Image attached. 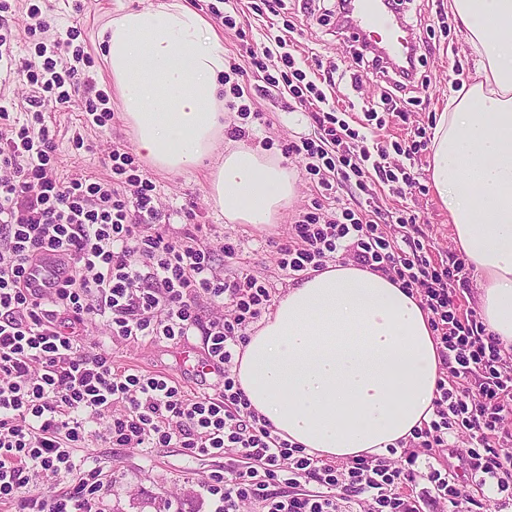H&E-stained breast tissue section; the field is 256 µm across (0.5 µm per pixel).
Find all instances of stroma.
<instances>
[{
    "mask_svg": "<svg viewBox=\"0 0 512 512\" xmlns=\"http://www.w3.org/2000/svg\"><path fill=\"white\" fill-rule=\"evenodd\" d=\"M154 0H80L79 5L56 4L59 31H71L73 46L83 47L92 58L85 68L86 83L72 96L69 107L60 108L54 102H45L43 113L56 145L58 174L66 178L75 174L100 176L102 159L113 147L133 152L136 146L124 118L122 103L110 82L104 81L106 67L100 56L94 55L93 43L97 31L118 12L141 9ZM449 0H407L403 21L413 29L420 40L419 76L425 77L417 87L415 99L407 105L405 117H389L381 132L385 143L408 144L418 133L431 132L436 112L442 111L449 97L455 93V83H469L472 63L463 52L464 37L448 8ZM201 14H208L211 4H218L220 12L232 16L235 28L224 27L221 20L213 25L223 39L226 60L236 63L242 75L237 82L244 89L242 97L225 94V104L236 106L233 120L246 131L244 141L269 149L272 157L296 177V194L282 210L275 225L259 229L249 224H230L217 209L209 194L208 166L182 172L168 173L151 168L142 158L134 163L146 173L156 186L161 210L169 218L170 230L183 232L187 213H194L195 221L209 225L211 233L206 241L216 249V265L223 274H233L246 267L265 279L276 293H284L291 281L276 263V255L269 240L287 237L299 213L310 209L316 197L315 184L309 179L304 157L286 155L285 148L298 137L314 131L307 112L297 108L286 87L266 89L263 73L253 69L251 50L262 49L269 38L288 35L285 47L297 68L310 79H318L323 70L337 67L343 80L333 105L343 111L352 128H360L364 112L382 105L384 83L381 78L357 63L355 54L360 44L342 35L336 25V0H189ZM104 96L111 115L103 124H84L83 112L87 99ZM246 106L249 115L241 117L238 108ZM430 150H422L412 157L390 153L388 164L401 165L416 178L419 187L412 191H398L381 183L369 184L366 190L347 185L337 192L336 199L322 203V212L334 214L339 207L354 208L374 202L384 217L397 216L408 210L416 214L432 245L435 259H449L457 250L452 241L448 213L435 199L429 186L427 169ZM240 243L237 259H225L218 248L221 242ZM86 341L111 354L115 366L143 372H162L185 386L189 394H200L204 384H216L215 376L199 381L188 364L179 355L182 344L150 341L128 342L113 339L105 320L96 319L81 325ZM107 425L100 419L92 428L97 435L89 445L76 449L75 462L80 469L100 467L112 477L111 491L104 501L106 512H211L212 505L203 489L212 473L223 471L224 459L206 456L188 457L181 448H113L99 438Z\"/></svg>",
    "mask_w": 512,
    "mask_h": 512,
    "instance_id": "stroma-1",
    "label": "stroma"
}]
</instances>
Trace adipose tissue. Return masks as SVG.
I'll return each instance as SVG.
<instances>
[{
  "instance_id": "ef3b65f1",
  "label": "adipose tissue",
  "mask_w": 512,
  "mask_h": 512,
  "mask_svg": "<svg viewBox=\"0 0 512 512\" xmlns=\"http://www.w3.org/2000/svg\"><path fill=\"white\" fill-rule=\"evenodd\" d=\"M477 58L433 129L430 186L479 274L487 335L512 346V0H450ZM140 156L167 172L212 159L227 221L273 225L295 179L262 149L216 145L224 46L186 0L122 12L100 34ZM274 434L321 458L381 454L430 421L440 362L427 312L389 278L347 263L289 286L236 358Z\"/></svg>"
}]
</instances>
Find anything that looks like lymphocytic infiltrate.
Listing matches in <instances>:
<instances>
[{"instance_id": "1", "label": "lymphocytic infiltrate", "mask_w": 512, "mask_h": 512, "mask_svg": "<svg viewBox=\"0 0 512 512\" xmlns=\"http://www.w3.org/2000/svg\"><path fill=\"white\" fill-rule=\"evenodd\" d=\"M36 52L45 58L42 70L17 64L0 24V74L25 73L30 107H42L49 93L69 103L82 82L84 51L56 39L38 42ZM364 117L362 136L335 113L314 111L313 136L289 143L288 152L306 159L321 197L350 181L365 188L372 177L415 188L414 176L386 165L385 147L368 140L384 118L373 109ZM9 118L0 112V503L17 512H104L112 480L103 469L84 471L69 489L60 482L93 435L89 422L107 413L104 439L115 448L174 445L191 458L232 449L249 460L244 471L227 463L206 484L214 512H240L248 502L260 512H422L430 503L449 512H494L498 498L512 497V446L500 436L512 414V350L486 336L475 312L460 313L455 285L466 263L433 262L416 215L402 213L392 226L376 210L345 207L330 219L309 211L274 244L290 277H309L339 258L386 276L419 298L435 333L434 416L413 430L402 463L393 462L392 445L387 454L332 465L274 435L235 379L236 349L272 305L269 285L248 269L221 275L204 243L206 225L170 233L153 182L135 173L125 149L109 153V176L64 181L49 127H18ZM119 180L129 192L116 188ZM46 252L69 269L39 296L27 286V266ZM204 301L222 316L203 319ZM63 314L105 319L112 336L125 341L177 343L201 333L220 383L214 393L192 397L165 374L116 369L109 353L66 331ZM463 434L470 439L471 492L450 467L419 462ZM34 479L43 494L29 493ZM279 479L285 490H275ZM303 481L316 490H300Z\"/></svg>"}]
</instances>
